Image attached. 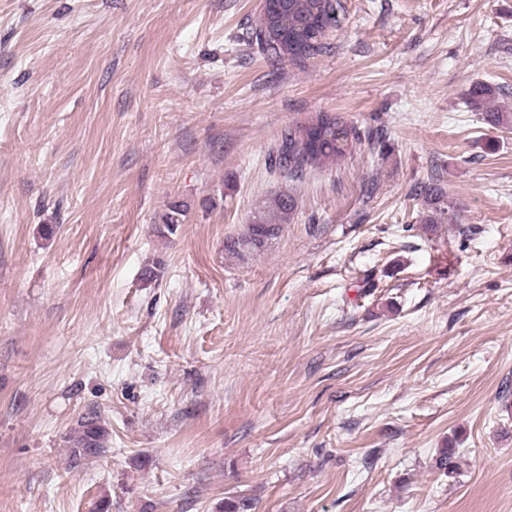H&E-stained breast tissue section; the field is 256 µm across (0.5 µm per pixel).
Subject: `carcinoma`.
<instances>
[{
	"label": "carcinoma",
	"mask_w": 512,
	"mask_h": 512,
	"mask_svg": "<svg viewBox=\"0 0 512 512\" xmlns=\"http://www.w3.org/2000/svg\"><path fill=\"white\" fill-rule=\"evenodd\" d=\"M288 25L280 33L268 29L269 17L261 11L260 19L251 32V40L274 62H288L303 67L306 62L327 48L330 33L342 27L347 9L343 0H286ZM498 88L479 83L471 95L474 104L484 108L482 118L490 126L511 127L512 114L490 106L495 101ZM361 141L359 130L337 115L319 113L303 123L285 127L278 143L269 154L268 169L284 173L295 180L308 172L333 165ZM427 202V214L421 224L431 232L437 224L457 223L455 206L448 201L443 188L434 184L420 187ZM296 208V199L288 192L268 198L254 212L246 231L230 240L227 249L240 259L263 249L276 234L279 226L288 223ZM184 209L173 204L163 215L162 224L173 234L183 224ZM109 430L100 413L91 411L77 418L67 433L71 462L99 457L108 451ZM253 501L245 495L224 498L222 512H251Z\"/></svg>",
	"instance_id": "obj_1"
}]
</instances>
